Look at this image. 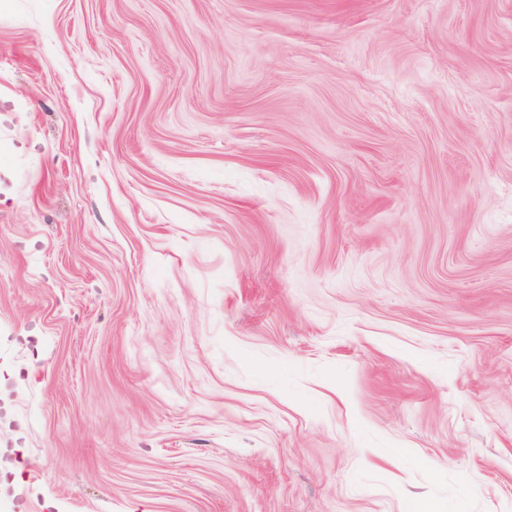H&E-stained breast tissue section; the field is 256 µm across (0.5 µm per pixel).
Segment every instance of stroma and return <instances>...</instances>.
<instances>
[{
    "label": "stroma",
    "instance_id": "stroma-1",
    "mask_svg": "<svg viewBox=\"0 0 512 512\" xmlns=\"http://www.w3.org/2000/svg\"><path fill=\"white\" fill-rule=\"evenodd\" d=\"M0 512H512V0H0Z\"/></svg>",
    "mask_w": 512,
    "mask_h": 512
}]
</instances>
